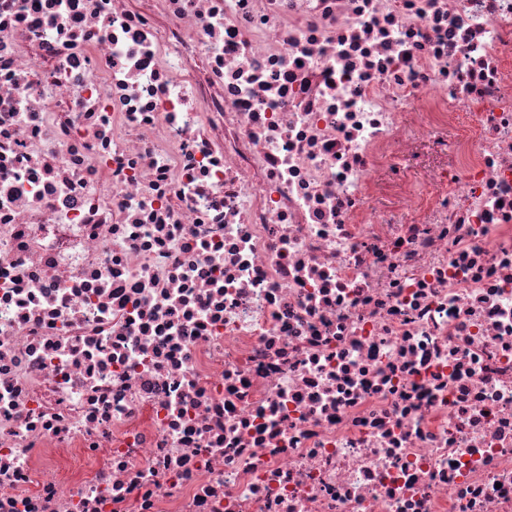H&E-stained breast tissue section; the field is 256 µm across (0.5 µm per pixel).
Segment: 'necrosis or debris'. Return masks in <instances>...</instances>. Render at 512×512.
<instances>
[{"label":"necrosis or debris","instance_id":"1","mask_svg":"<svg viewBox=\"0 0 512 512\" xmlns=\"http://www.w3.org/2000/svg\"><path fill=\"white\" fill-rule=\"evenodd\" d=\"M0 512H512V0H0Z\"/></svg>","mask_w":512,"mask_h":512}]
</instances>
